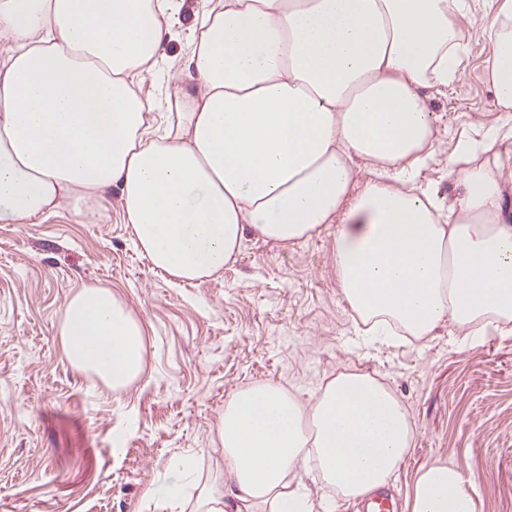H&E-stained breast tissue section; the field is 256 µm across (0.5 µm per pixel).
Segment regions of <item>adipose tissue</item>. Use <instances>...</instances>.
I'll return each instance as SVG.
<instances>
[{"mask_svg": "<svg viewBox=\"0 0 512 512\" xmlns=\"http://www.w3.org/2000/svg\"><path fill=\"white\" fill-rule=\"evenodd\" d=\"M491 6L503 118L449 154L461 192L444 208L416 186L436 158L424 92L464 72L468 0H216L181 59L164 52L180 0H0V223L67 202L81 220L115 187L137 248L182 282L221 273L246 231L288 246L332 226L363 343L449 322L478 343L512 324V0ZM160 63L181 81L161 117L136 91ZM58 334L67 363L108 391L145 372V325L111 288L72 293ZM414 438L403 402L364 373L307 398L237 388L215 425L224 466L196 512H335L388 487ZM466 483L422 466L411 512H475Z\"/></svg>", "mask_w": 512, "mask_h": 512, "instance_id": "ef3b65f1", "label": "adipose tissue"}]
</instances>
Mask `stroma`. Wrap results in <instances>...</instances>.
I'll return each instance as SVG.
<instances>
[{"label": "stroma", "mask_w": 512, "mask_h": 512, "mask_svg": "<svg viewBox=\"0 0 512 512\" xmlns=\"http://www.w3.org/2000/svg\"><path fill=\"white\" fill-rule=\"evenodd\" d=\"M459 80L430 92L437 153L497 121L485 76V0H470ZM335 230L284 247L246 233L236 259L202 282L176 283L135 247L117 190L77 221L65 204L33 224L0 223V512H162L149 487L184 464L213 476L224 399L272 381L309 396L363 372L407 405L413 448L389 487L410 512L417 471L457 467L476 512H512V331L461 347L454 324L395 346L355 332L334 264ZM112 288L146 324L144 376L110 393L64 359L57 326L83 286Z\"/></svg>", "instance_id": "stroma-1"}]
</instances>
